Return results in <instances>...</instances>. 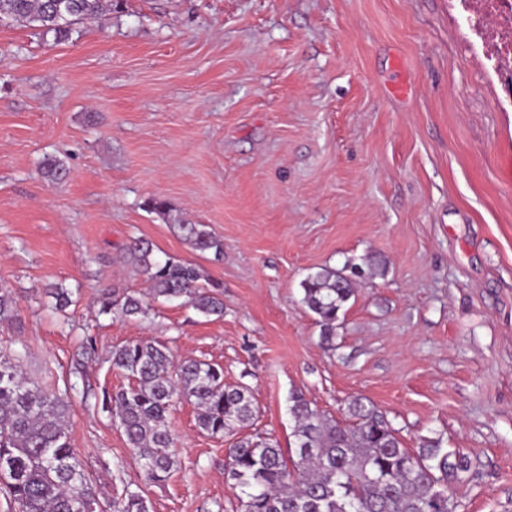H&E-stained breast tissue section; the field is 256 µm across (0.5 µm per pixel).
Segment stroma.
Listing matches in <instances>:
<instances>
[{"label": "stroma", "instance_id": "stroma-1", "mask_svg": "<svg viewBox=\"0 0 512 512\" xmlns=\"http://www.w3.org/2000/svg\"><path fill=\"white\" fill-rule=\"evenodd\" d=\"M506 92L458 0H120L62 43L0 24V287L20 317L0 348L26 347L27 374L61 390L96 337L70 434L104 512L129 491L149 512H240L232 438L200 431L193 404L169 417L179 457L161 485L100 409L128 383L113 346L141 339L247 387L245 435L288 448L295 391L340 421L364 397L404 446L469 455L455 512H512ZM47 156L62 181L40 175ZM187 222L223 239L222 261L181 238ZM135 238L221 284L223 316L180 300L100 314L103 289L147 292L125 258ZM348 263L367 273L331 351L301 283ZM49 283L74 290L66 314Z\"/></svg>", "mask_w": 512, "mask_h": 512}]
</instances>
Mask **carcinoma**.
Here are the masks:
<instances>
[{
    "label": "carcinoma",
    "instance_id": "obj_1",
    "mask_svg": "<svg viewBox=\"0 0 512 512\" xmlns=\"http://www.w3.org/2000/svg\"><path fill=\"white\" fill-rule=\"evenodd\" d=\"M114 0H0V21L22 23L66 42L85 20L112 13ZM42 174L61 180L64 164L47 158ZM180 236L196 251L224 258V241L205 224H179ZM126 257L149 284L152 299L185 298L205 317L224 315L220 285L209 283L188 261L154 255L141 239L126 246ZM303 303L319 318L322 341L332 345L336 322L354 294L344 271L323 268L302 282ZM53 308L72 305V291L58 285L44 289ZM99 312L118 309L126 316L146 315L142 297L114 296L104 289ZM18 322L11 292L0 288V324ZM96 339L86 336L75 367L93 358ZM22 353L0 351V492L7 512H99L100 490L85 474L74 452L67 394L26 376ZM112 366L129 385L105 394L102 407L115 413L147 484L167 481L178 465L176 439L168 417L186 400L198 408V427L222 436L247 426L257 416L252 396L242 386L224 383V369L201 360L177 362L157 341H131L112 349ZM296 461L288 467L283 449L269 438L244 437L225 449L241 512H449L448 482L470 472L472 462L459 448L445 450L428 441L413 451L404 446L386 415L356 399L350 423L311 406L303 394L290 396ZM118 512H149L146 498L128 492Z\"/></svg>",
    "mask_w": 512,
    "mask_h": 512
}]
</instances>
